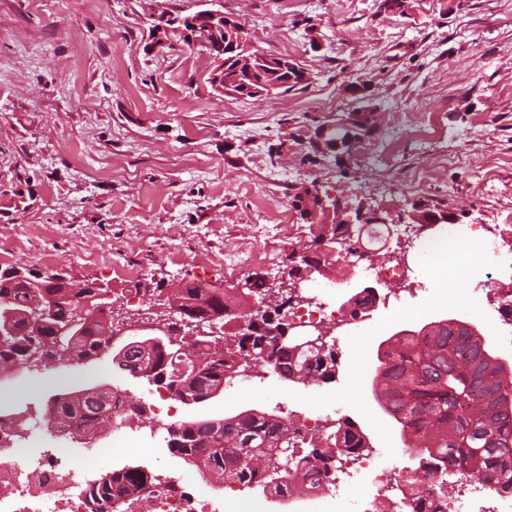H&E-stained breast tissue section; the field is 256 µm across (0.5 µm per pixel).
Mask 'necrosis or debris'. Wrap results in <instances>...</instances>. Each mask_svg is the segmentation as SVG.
Wrapping results in <instances>:
<instances>
[{"instance_id":"1","label":"necrosis or debris","mask_w":512,"mask_h":512,"mask_svg":"<svg viewBox=\"0 0 512 512\" xmlns=\"http://www.w3.org/2000/svg\"><path fill=\"white\" fill-rule=\"evenodd\" d=\"M270 224L255 227L252 243L242 251L225 255L224 268L236 272L243 260L273 259L284 221V212L273 215ZM384 234L380 224H369L361 238L357 254L341 249L336 253L337 263L374 273L383 283L390 284L408 278L410 267L403 262H392L382 267L373 264V247ZM365 310L352 306H335L324 293H316L305 300L288 303V321L301 329H312L329 323L356 325L367 320ZM41 423L58 441L55 448L36 452L32 449V433L16 427L15 423L0 420V485L11 486L9 496H0V512H91L85 496L86 483L92 471L98 468L100 448L90 446L77 452L68 451L71 430L53 405H45ZM330 471L322 473L320 484L313 489H296L284 485L278 502L287 504L290 512H316L318 499L342 497L354 475L369 478L372 491L358 502L359 512H380L378 504L388 500L387 512H408L414 483L409 474L388 466L378 455H357L346 448L334 451ZM471 494L447 498L435 491H426L425 512H504L505 495L481 478L471 482ZM153 503V512H224L230 496L224 485L214 486L211 495L198 497L183 491L170 478L155 475L147 491Z\"/></svg>"}]
</instances>
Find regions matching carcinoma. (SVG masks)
<instances>
[{
    "mask_svg": "<svg viewBox=\"0 0 512 512\" xmlns=\"http://www.w3.org/2000/svg\"><path fill=\"white\" fill-rule=\"evenodd\" d=\"M206 51L220 61L208 77L215 91L241 98L262 97L257 89L267 82L270 65L257 52H248L252 65L245 69L221 43L210 42ZM376 123V112L367 106L357 130L349 133L332 126L327 137L344 140L351 135L359 142ZM177 299L187 318L203 310L218 320L224 318V295L203 283L179 289ZM31 302V289L23 283L0 279V306L17 312L20 329ZM214 345L216 341L209 338L191 343L190 348L204 357L201 369L178 381L167 377L180 362L169 349L129 351L127 371L138 372L193 404L208 401L210 389L232 383L241 369L258 362L295 383L336 380V351L326 340L290 351L280 347L274 335L260 331L247 335L238 328L224 340L223 351H211ZM75 346L77 353L92 360L108 350L97 324L86 328ZM29 350L25 336L0 347V370L25 359ZM377 362L371 382L374 399L397 426L403 442H416V453L427 461L423 470L440 494L448 495V479L465 471L512 493V376L476 327L444 319L418 330L398 331L379 344ZM52 402L58 414L80 432L100 429L112 417V399L87 389L64 392ZM169 436L172 452L201 472H216L227 482L255 485L264 491L273 478L283 474L317 484L320 471L315 462L331 459L333 446L369 448L366 434L350 420L339 423L325 443L301 442L279 416L252 410L224 418V426L216 429L207 419L188 420L170 428ZM149 481L150 473L139 467L102 474L87 488L92 512H107L115 502L140 494Z\"/></svg>",
    "mask_w": 512,
    "mask_h": 512,
    "instance_id": "carcinoma-1",
    "label": "carcinoma"
}]
</instances>
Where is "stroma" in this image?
Segmentation results:
<instances>
[{"label":"stroma","instance_id":"obj_1","mask_svg":"<svg viewBox=\"0 0 512 512\" xmlns=\"http://www.w3.org/2000/svg\"><path fill=\"white\" fill-rule=\"evenodd\" d=\"M406 15L383 0H0V270L64 269L74 283L97 282L115 300L151 298L163 308L181 280L227 283L236 296L259 275L280 276L285 260L244 262L226 279L225 252L253 239L267 208L286 213L299 243L312 236L292 207L303 186L353 204L389 211L409 223L424 202L464 224H488L503 246L512 233V165L503 167L487 208L471 186L488 159L512 151V0H410ZM215 8L244 23L254 50L288 55L310 75L309 85L257 99L216 93L208 82L213 58L203 49L147 52L148 20L166 11ZM368 85L365 99L348 91ZM381 114L364 145L390 128H412L434 116L438 131L409 139L394 166H358L315 153L320 124L362 105ZM465 154V165L438 158ZM430 170L426 186L411 173ZM213 263H195L199 250ZM52 251L53 263L42 253ZM405 260L412 282L378 285L400 302L372 311L370 326L330 330L336 379L320 385L286 382L248 369V380L198 406L187 418L221 419L246 410L302 412L341 407L366 434L371 451L410 469L398 429L376 403L371 379L381 341L440 319L475 325L502 362L501 328L492 301L475 286L490 273L479 259L471 279L453 285L457 300L437 299L420 248L384 236L375 266ZM125 265L141 274L128 279ZM364 360L353 377L355 357ZM70 387H121L136 404L156 385L121 371L112 355L67 366ZM147 453L114 446L103 469L164 465L180 483L207 495L213 478L168 448L166 428H153Z\"/></svg>","mask_w":512,"mask_h":512}]
</instances>
